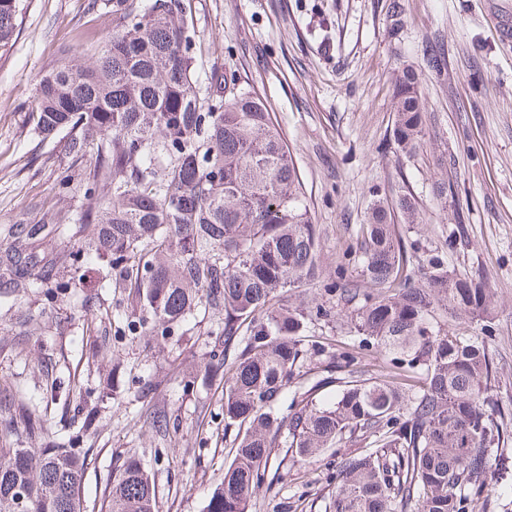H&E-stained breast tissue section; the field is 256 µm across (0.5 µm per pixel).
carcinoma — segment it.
I'll use <instances>...</instances> for the list:
<instances>
[{"label": "carcinoma", "instance_id": "cac0c4a2", "mask_svg": "<svg viewBox=\"0 0 512 512\" xmlns=\"http://www.w3.org/2000/svg\"><path fill=\"white\" fill-rule=\"evenodd\" d=\"M20 0H0V49L13 39ZM112 35L63 52L42 76L31 107L34 132L59 137L85 164L86 189L74 223L93 226L86 255L116 271L119 283L164 331L199 304L224 312L217 335L237 347L224 363L225 427L237 429L224 479L207 512H250L282 436L302 457L348 442L362 449L343 460L344 478L329 512H466L489 476L509 459L493 419L492 362L482 336H458L435 321L442 309L472 322L492 315V291L448 270L438 255L414 284V254L395 232L385 200L360 226L357 275L324 292L350 312L358 342L330 355L344 372L336 394L316 400L304 388L306 357L324 354L306 341L312 312L296 296L320 286V231L314 224L286 138L275 115L235 80L198 79L196 34L179 0H106ZM394 141L414 154L424 143L417 76L395 85ZM0 254V273L27 277L26 238ZM373 346L390 366L376 376L355 368ZM300 392L287 415L288 389ZM11 412L5 433L44 431L39 410L0 387ZM85 459L54 443L13 448L0 439V512H13L25 488V512H81ZM104 512H157L155 486L129 458L113 478Z\"/></svg>", "mask_w": 512, "mask_h": 512}]
</instances>
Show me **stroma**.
<instances>
[{"mask_svg":"<svg viewBox=\"0 0 512 512\" xmlns=\"http://www.w3.org/2000/svg\"><path fill=\"white\" fill-rule=\"evenodd\" d=\"M180 0L197 35L199 76L235 79L274 112L320 227L324 276L357 257L360 226L378 198L408 197L420 223L405 233L418 260L483 277L494 290L484 334L492 393L512 448V0ZM22 22L0 50V252L29 224L33 264L25 281L0 279V384L23 392L46 419V437L19 448L71 443L89 461L84 512H100L126 459L156 488L158 512H206L231 449L215 385L200 361L224 364L211 317L156 332L111 269L78 258L85 229L84 166L32 131L38 79L64 48L112 32L90 0H21ZM444 51L423 62L427 42ZM418 76L426 136L416 155L393 141L396 80ZM69 191L58 188L60 175ZM445 195H437L438 185ZM92 430H84L88 412ZM346 448L302 459L273 449L251 512H326Z\"/></svg>","mask_w":512,"mask_h":512,"instance_id":"obj_1","label":"stroma"}]
</instances>
